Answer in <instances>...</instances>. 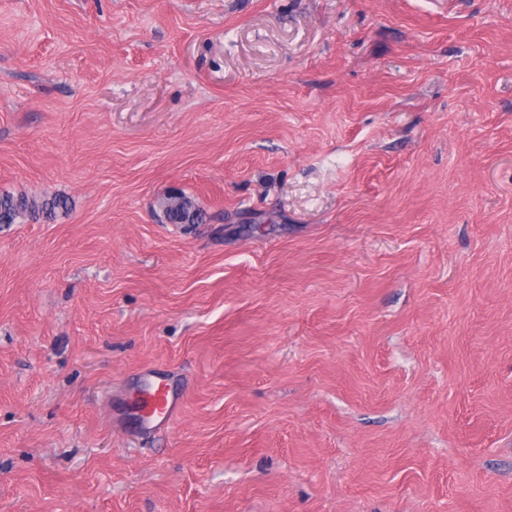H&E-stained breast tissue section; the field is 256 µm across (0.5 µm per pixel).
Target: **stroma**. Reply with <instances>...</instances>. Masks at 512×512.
Listing matches in <instances>:
<instances>
[{"label":"stroma","instance_id":"1","mask_svg":"<svg viewBox=\"0 0 512 512\" xmlns=\"http://www.w3.org/2000/svg\"><path fill=\"white\" fill-rule=\"evenodd\" d=\"M5 191L0 512H512V0H0ZM63 202L56 197L37 200L23 194L0 193V224H15L20 218L37 219L40 215L49 218ZM159 208L171 224H200L203 221L196 201L184 194L164 196L159 201ZM182 396L164 380L148 387L139 404L142 422L153 424L154 431L168 428L180 416Z\"/></svg>","mask_w":512,"mask_h":512}]
</instances>
